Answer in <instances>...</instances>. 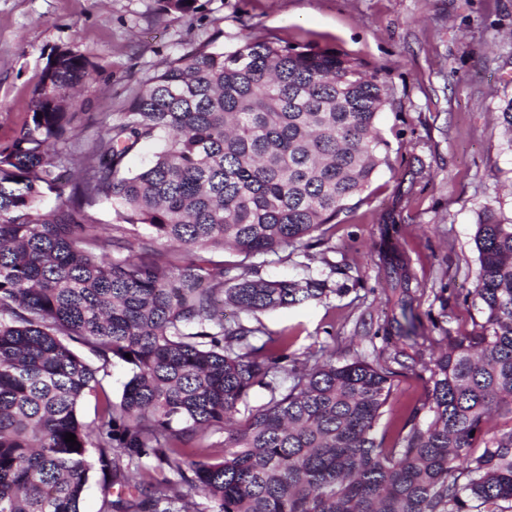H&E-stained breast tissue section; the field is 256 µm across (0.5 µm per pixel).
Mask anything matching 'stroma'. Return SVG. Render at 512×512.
Returning a JSON list of instances; mask_svg holds the SVG:
<instances>
[{
	"label": "stroma",
	"instance_id": "35a3bbf8",
	"mask_svg": "<svg viewBox=\"0 0 512 512\" xmlns=\"http://www.w3.org/2000/svg\"><path fill=\"white\" fill-rule=\"evenodd\" d=\"M193 18L162 0H0V148L33 111L51 51L72 50L96 70L74 112L120 111L166 62L245 39L331 47L383 69L393 97L378 127L389 165L351 198L322 244L263 264L262 277L326 281L321 301L260 314L297 357L387 353L400 300L416 315L394 401L378 424L392 442L429 394L426 367L444 336L473 334L481 313L467 294L479 262L476 226L512 222V138L499 113L512 99V0H198ZM407 285L387 275V250Z\"/></svg>",
	"mask_w": 512,
	"mask_h": 512
}]
</instances>
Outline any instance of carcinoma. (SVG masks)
Listing matches in <instances>:
<instances>
[{
	"label": "carcinoma",
	"mask_w": 512,
	"mask_h": 512,
	"mask_svg": "<svg viewBox=\"0 0 512 512\" xmlns=\"http://www.w3.org/2000/svg\"><path fill=\"white\" fill-rule=\"evenodd\" d=\"M54 53L0 149V512H81L94 469L99 512H512V428L481 439L491 413L512 411V223L476 225L483 321L446 336L428 399L390 446L377 436L394 392L387 364L334 352L300 362L286 337L254 344L263 329L249 318L328 288L267 280L253 259L308 249L388 163L381 69L269 39L188 53L84 147L66 107L92 75ZM148 140L161 143L154 160L126 172ZM48 192L58 203L44 213ZM100 201L115 229L147 226L140 253L124 236L105 248L86 210ZM226 250L241 260L213 258ZM114 361L131 373L118 402L100 375ZM255 387L270 400L235 423ZM98 389L86 425L78 406ZM218 430L222 448L198 437Z\"/></svg>",
	"instance_id": "1"
}]
</instances>
